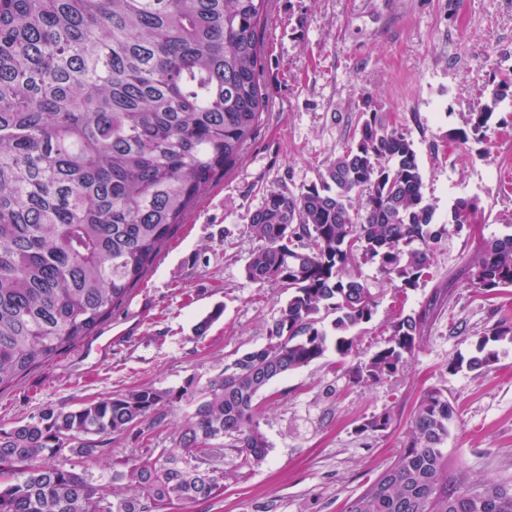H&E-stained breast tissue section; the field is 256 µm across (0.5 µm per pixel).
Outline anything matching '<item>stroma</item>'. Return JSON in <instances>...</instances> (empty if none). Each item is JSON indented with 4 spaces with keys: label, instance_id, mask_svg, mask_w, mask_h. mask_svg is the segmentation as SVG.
<instances>
[{
    "label": "stroma",
    "instance_id": "35a3bbf8",
    "mask_svg": "<svg viewBox=\"0 0 512 512\" xmlns=\"http://www.w3.org/2000/svg\"><path fill=\"white\" fill-rule=\"evenodd\" d=\"M263 45L269 110L255 140L203 193L105 331L0 390V429L48 405L75 407L142 385L177 388L192 375L205 382L265 344L287 294L246 278L255 246L247 215L272 191L316 181L364 113L401 126L413 141L440 220L459 196L479 198L482 214L469 235L441 241L432 278L407 296L364 266L380 296L373 319L355 331L352 356L331 351L277 380L258 407L266 460L248 466L225 448L223 494L188 512H344L402 448L431 388L455 408L444 445L449 474L472 484L512 481V344H498L488 372L448 370L512 317V288H474L467 269L483 242L512 224V134L492 132L489 143L465 150L451 140L487 102L490 75L512 71V0H270ZM217 305L221 318L196 336ZM426 307L431 317L409 365L388 382L355 383L352 366L384 345L395 314ZM188 409L178 404L142 437L113 439L110 452L86 458L65 448L61 456L109 476L129 458L175 449ZM385 412L390 429L360 433Z\"/></svg>",
    "mask_w": 512,
    "mask_h": 512
}]
</instances>
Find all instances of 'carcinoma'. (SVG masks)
I'll return each mask as SVG.
<instances>
[{
    "mask_svg": "<svg viewBox=\"0 0 512 512\" xmlns=\"http://www.w3.org/2000/svg\"><path fill=\"white\" fill-rule=\"evenodd\" d=\"M268 0H0V389L93 335L129 297L202 194L242 158L268 111L260 28ZM489 100L456 133L485 141L512 98L493 75ZM478 199L457 198L437 222L413 142L372 117L317 181L284 185L248 216L260 241L246 278L288 292L266 343L200 384L141 386L69 409L47 406L0 430V512H165L223 492L225 439L260 465L269 442L257 398L275 380L333 350L353 352L351 332L370 322L378 293L363 266L415 290L435 249L476 223ZM471 285L512 288V232L486 240L469 261ZM330 314L334 333L324 326ZM429 311L401 315L384 347L353 367L358 383L392 379L419 345ZM512 344L500 320L474 351L448 364L484 373L494 344ZM191 405L177 450L129 459L111 485L65 460L106 451L112 437L167 408ZM455 408L424 393L403 448L345 512H512V482L447 479L443 445ZM391 414L358 432L388 430Z\"/></svg>",
    "mask_w": 512,
    "mask_h": 512,
    "instance_id": "carcinoma-1",
    "label": "carcinoma"
}]
</instances>
